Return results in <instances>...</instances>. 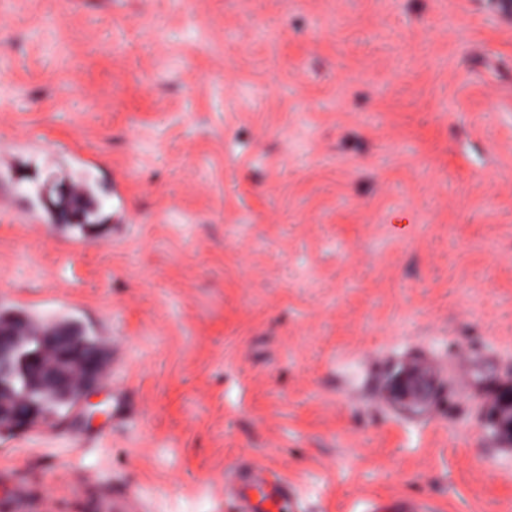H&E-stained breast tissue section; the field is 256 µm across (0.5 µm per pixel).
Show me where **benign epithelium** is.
<instances>
[{"label": "benign epithelium", "instance_id": "1", "mask_svg": "<svg viewBox=\"0 0 512 512\" xmlns=\"http://www.w3.org/2000/svg\"><path fill=\"white\" fill-rule=\"evenodd\" d=\"M30 328L13 320L0 323V433L26 430L43 421L39 405L29 392L76 396L86 400L106 373V359L83 345L66 325L38 332L36 347L19 352ZM433 390L430 374L411 367L392 381V396L407 405L424 403ZM498 436L512 444V382L502 385L489 412Z\"/></svg>", "mask_w": 512, "mask_h": 512}]
</instances>
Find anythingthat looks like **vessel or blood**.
Wrapping results in <instances>:
<instances>
[{
  "label": "vessel or blood",
  "mask_w": 512,
  "mask_h": 512,
  "mask_svg": "<svg viewBox=\"0 0 512 512\" xmlns=\"http://www.w3.org/2000/svg\"><path fill=\"white\" fill-rule=\"evenodd\" d=\"M291 490L286 479L258 465L232 476L224 486V496L234 512H288Z\"/></svg>",
  "instance_id": "obj_1"
}]
</instances>
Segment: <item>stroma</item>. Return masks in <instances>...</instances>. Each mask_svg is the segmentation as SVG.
Segmentation results:
<instances>
[{
	"mask_svg": "<svg viewBox=\"0 0 512 512\" xmlns=\"http://www.w3.org/2000/svg\"><path fill=\"white\" fill-rule=\"evenodd\" d=\"M86 180L97 223L56 221ZM0 196V313L114 367L0 435V512H230L242 463L293 512H512L500 0H0ZM433 390V380L428 372L411 367L399 373L392 381V396L407 405L418 406L424 403ZM498 436L512 444V382L502 385L495 397L493 409L488 413Z\"/></svg>",
	"mask_w": 512,
	"mask_h": 512,
	"instance_id": "stroma-1",
	"label": "stroma"
}]
</instances>
